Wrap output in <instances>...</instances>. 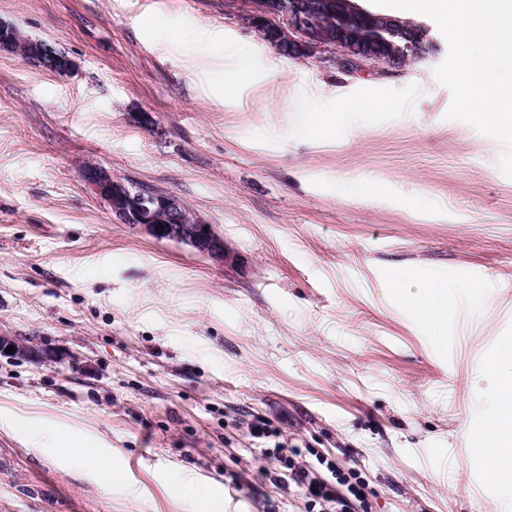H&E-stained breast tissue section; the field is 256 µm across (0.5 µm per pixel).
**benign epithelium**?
<instances>
[{
	"mask_svg": "<svg viewBox=\"0 0 512 512\" xmlns=\"http://www.w3.org/2000/svg\"><path fill=\"white\" fill-rule=\"evenodd\" d=\"M354 11L369 15L371 27L388 33L405 42L410 54L421 52L417 43L401 28H393L388 18L380 12L363 8L356 0H348ZM317 4L310 0H291L282 8L274 9L267 0H249L245 21L255 30L271 23L290 42L308 49V57L322 64L350 62L349 71L355 73L367 67L376 69L380 76L391 73L394 64L383 59L368 60L364 47L353 42L330 45L319 41L313 34V24L308 13ZM17 27L0 22V47L17 50ZM26 54L41 57L46 65H55L59 57L39 40L25 42ZM81 179L96 195L104 199L114 214L124 224H138L158 239L176 240L194 248L198 253L213 259L225 255L224 239L213 228L193 215L171 195L142 187L132 188L114 178L112 171L95 162H87L81 170Z\"/></svg>",
	"mask_w": 512,
	"mask_h": 512,
	"instance_id": "benign-epithelium-1",
	"label": "benign epithelium"
}]
</instances>
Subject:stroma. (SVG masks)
<instances>
[{"instance_id": "stroma-1", "label": "stroma", "mask_w": 512, "mask_h": 512, "mask_svg": "<svg viewBox=\"0 0 512 512\" xmlns=\"http://www.w3.org/2000/svg\"><path fill=\"white\" fill-rule=\"evenodd\" d=\"M413 20L425 58L351 75L224 0H0L74 64L0 48V336L21 347L0 355V512H310L263 475L280 442L359 470L371 512L512 504L478 433L512 343V179L447 119V42ZM89 160L176 196L230 259L121 223ZM404 267L446 293L438 326L391 288Z\"/></svg>"}]
</instances>
